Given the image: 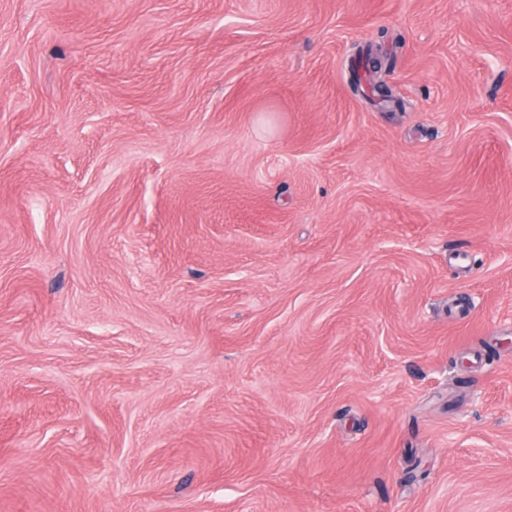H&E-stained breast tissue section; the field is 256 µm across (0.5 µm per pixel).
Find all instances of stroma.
<instances>
[{
	"label": "stroma",
	"mask_w": 512,
	"mask_h": 512,
	"mask_svg": "<svg viewBox=\"0 0 512 512\" xmlns=\"http://www.w3.org/2000/svg\"><path fill=\"white\" fill-rule=\"evenodd\" d=\"M0 512H512V0H0Z\"/></svg>",
	"instance_id": "stroma-1"
}]
</instances>
